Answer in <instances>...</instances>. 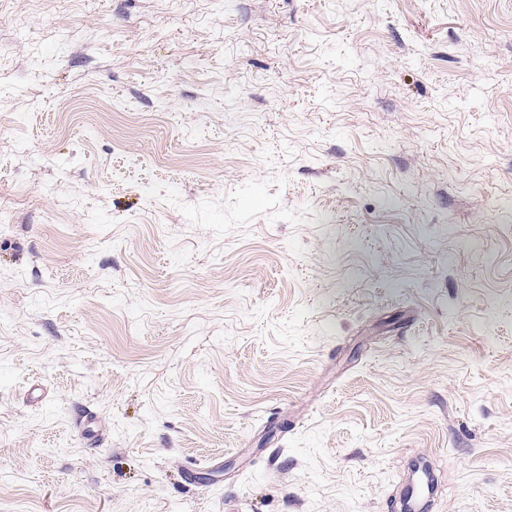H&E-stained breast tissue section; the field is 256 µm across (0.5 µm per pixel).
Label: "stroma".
<instances>
[{"instance_id":"35a3bbf8","label":"stroma","mask_w":512,"mask_h":512,"mask_svg":"<svg viewBox=\"0 0 512 512\" xmlns=\"http://www.w3.org/2000/svg\"><path fill=\"white\" fill-rule=\"evenodd\" d=\"M1 207L0 512H512V0H0ZM431 493L430 474L425 466L418 467L405 494L404 510L409 512L423 510L425 501Z\"/></svg>"}]
</instances>
